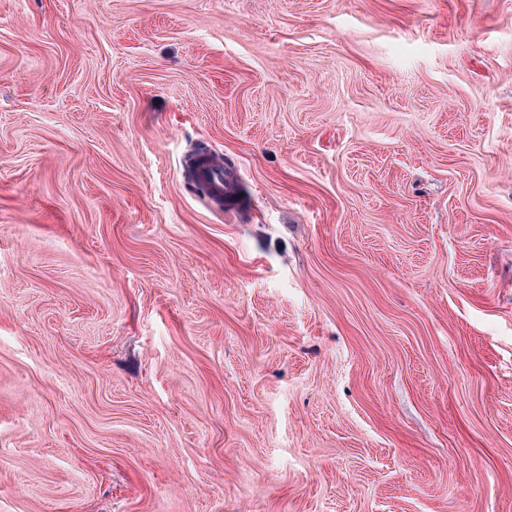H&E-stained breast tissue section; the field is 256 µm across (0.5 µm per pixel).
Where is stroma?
Segmentation results:
<instances>
[{"instance_id":"stroma-1","label":"stroma","mask_w":512,"mask_h":512,"mask_svg":"<svg viewBox=\"0 0 512 512\" xmlns=\"http://www.w3.org/2000/svg\"><path fill=\"white\" fill-rule=\"evenodd\" d=\"M0 512H512V0H0ZM192 178L208 203H220L237 195L238 171L216 164L204 150L197 151L194 157Z\"/></svg>"}]
</instances>
